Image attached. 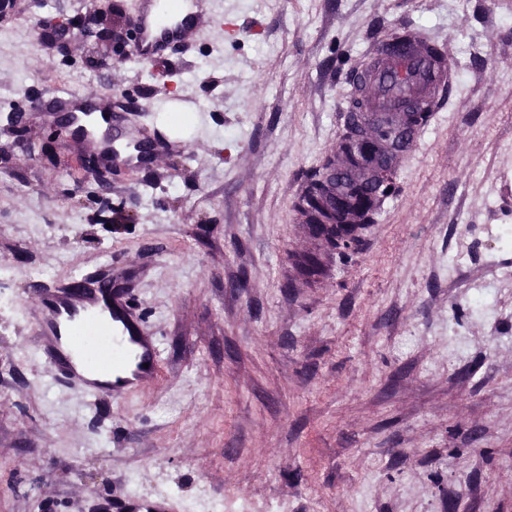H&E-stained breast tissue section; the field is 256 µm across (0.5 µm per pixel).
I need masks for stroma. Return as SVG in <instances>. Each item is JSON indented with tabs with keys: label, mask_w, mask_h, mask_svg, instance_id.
<instances>
[{
	"label": "stroma",
	"mask_w": 512,
	"mask_h": 512,
	"mask_svg": "<svg viewBox=\"0 0 512 512\" xmlns=\"http://www.w3.org/2000/svg\"><path fill=\"white\" fill-rule=\"evenodd\" d=\"M87 5L0 14V512H512V0H201L123 61L58 33ZM398 30L453 92L339 260L294 204ZM55 90L111 98L152 162L83 178L28 107ZM111 267L160 348L117 400L51 368L30 314Z\"/></svg>",
	"instance_id": "obj_1"
}]
</instances>
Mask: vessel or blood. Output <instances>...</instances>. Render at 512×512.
I'll return each mask as SVG.
<instances>
[{"label": "vessel or blood", "instance_id": "b4317fda", "mask_svg": "<svg viewBox=\"0 0 512 512\" xmlns=\"http://www.w3.org/2000/svg\"><path fill=\"white\" fill-rule=\"evenodd\" d=\"M157 4L158 0H144L138 19L135 53L146 60L163 56L192 21L187 14L178 24H168L160 19ZM381 61L373 82L382 104L425 91L449 76L453 67L452 61L425 46L402 49L389 42L383 45ZM61 112L67 113L101 165L117 161L112 136L118 118L107 100L60 92L44 104L41 115L51 122ZM32 317L47 361L92 394L116 399L153 380L157 347L111 277L82 278L40 294Z\"/></svg>", "mask_w": 512, "mask_h": 512}]
</instances>
